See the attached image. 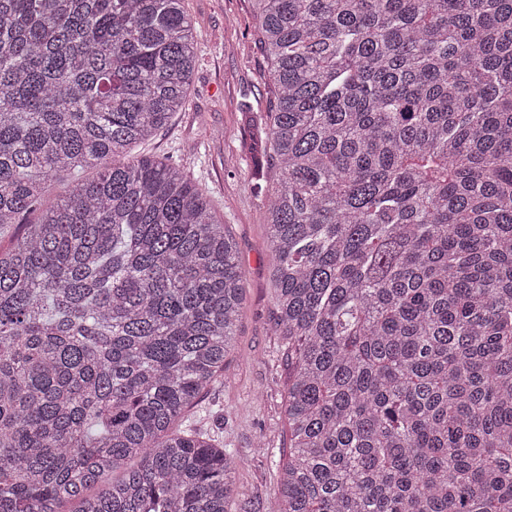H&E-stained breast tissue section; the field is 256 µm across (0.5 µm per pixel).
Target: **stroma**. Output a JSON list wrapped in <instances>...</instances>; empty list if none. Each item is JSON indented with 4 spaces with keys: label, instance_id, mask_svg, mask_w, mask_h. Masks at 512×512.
Segmentation results:
<instances>
[{
    "label": "stroma",
    "instance_id": "stroma-1",
    "mask_svg": "<svg viewBox=\"0 0 512 512\" xmlns=\"http://www.w3.org/2000/svg\"><path fill=\"white\" fill-rule=\"evenodd\" d=\"M198 55L188 101L170 125L135 147L178 165L213 200L247 277L234 350L224 372L187 415L242 459L230 512H270L281 465L262 445L282 447L288 369L274 322L272 255L264 226L266 197L252 188L247 150L254 130L242 105L267 111L271 85L251 0H186Z\"/></svg>",
    "mask_w": 512,
    "mask_h": 512
}]
</instances>
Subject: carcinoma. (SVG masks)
Returning a JSON list of instances; mask_svg holds the SVG:
<instances>
[{"mask_svg":"<svg viewBox=\"0 0 512 512\" xmlns=\"http://www.w3.org/2000/svg\"><path fill=\"white\" fill-rule=\"evenodd\" d=\"M252 2L273 512H512V0ZM197 61L185 0H0V512H228L243 462L173 426L224 371L245 272L205 189L127 159Z\"/></svg>","mask_w":512,"mask_h":512,"instance_id":"1","label":"carcinoma"}]
</instances>
